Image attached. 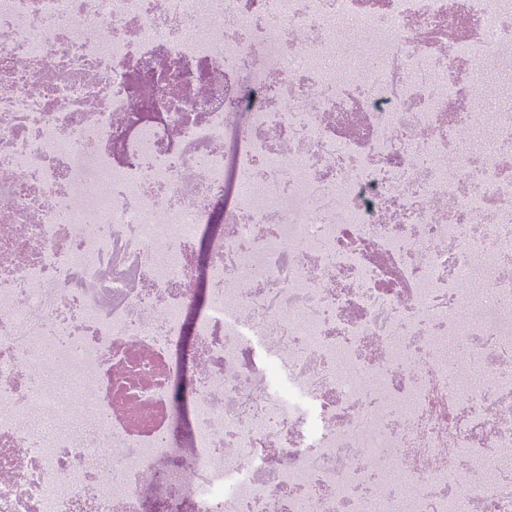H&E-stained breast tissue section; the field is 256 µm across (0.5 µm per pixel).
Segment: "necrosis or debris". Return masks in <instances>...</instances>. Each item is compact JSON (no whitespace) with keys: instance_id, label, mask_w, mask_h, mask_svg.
Segmentation results:
<instances>
[{"instance_id":"1","label":"necrosis or debris","mask_w":512,"mask_h":512,"mask_svg":"<svg viewBox=\"0 0 512 512\" xmlns=\"http://www.w3.org/2000/svg\"><path fill=\"white\" fill-rule=\"evenodd\" d=\"M493 55L512 0H0V512H512Z\"/></svg>"}]
</instances>
